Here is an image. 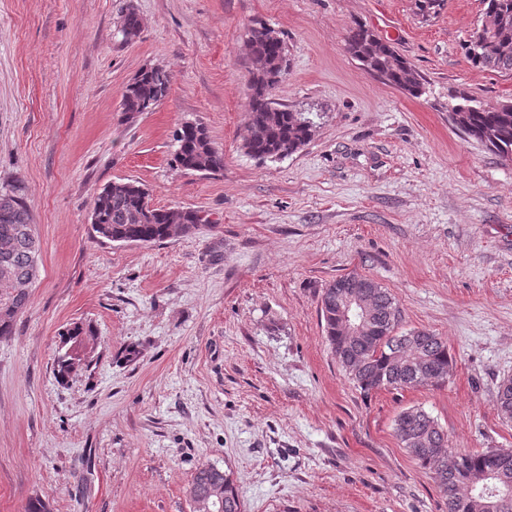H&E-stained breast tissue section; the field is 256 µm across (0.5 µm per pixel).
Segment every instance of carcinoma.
I'll return each mask as SVG.
<instances>
[{
	"label": "carcinoma",
	"instance_id": "1",
	"mask_svg": "<svg viewBox=\"0 0 512 512\" xmlns=\"http://www.w3.org/2000/svg\"><path fill=\"white\" fill-rule=\"evenodd\" d=\"M479 28L482 45H465V55L478 68L512 75V54L504 56L500 47L512 46V0H484ZM250 40L254 52L264 61L262 74H250L248 87L249 122L266 127L264 138L247 141V153L258 159H273L292 154L308 141L307 125L300 122L298 113L287 107L277 109L275 119L268 121L273 102L272 90L287 71L283 40L271 28L261 24L252 28ZM348 46L371 73L383 77L390 85L412 95L421 94V82L409 78L410 64L389 44L377 38L368 29L359 26L349 31ZM172 74L158 66L140 70L127 85L123 104L129 112H150L167 97ZM450 120L468 136L478 140L501 156L512 158V101L501 103L498 112H483L467 99L454 105ZM177 149L174 160L183 169L194 171L201 167L211 173L224 167V156L208 135L200 137L185 127L175 134ZM92 209L97 223L112 229V237L143 245L164 241L167 225H186V232L198 229L203 218L195 210L157 208L142 185L133 180L112 188V196L99 191ZM11 243L8 252L11 264L24 272L31 256L39 255L40 239L35 232L33 218L24 198L23 183L18 181L0 193V242ZM366 280L363 275H347L330 283L321 295V312L325 331L336 358L364 391L378 389L417 388L423 385V375L433 371L443 380L448 376L450 357L448 345L441 337L427 330L394 335L400 319V310L388 289L375 288L378 320L391 336H374L364 341H353L344 335V320L337 299L349 287ZM31 288L18 291L14 286L0 282V336L12 333L15 318L29 304ZM65 351L58 355L55 374L66 380L73 363L81 360L80 351L86 339L93 336L91 329L74 324L64 333ZM496 405L502 417L512 420V376L503 378L496 392ZM394 433L402 447L421 466L433 473L438 488L444 495L448 512H512V449L488 448L483 451H455L460 459L457 468L448 470V463L438 458L441 448L448 447V436L437 421L421 408H409L395 421ZM223 512H243L242 503L230 473H224Z\"/></svg>",
	"mask_w": 512,
	"mask_h": 512
}]
</instances>
